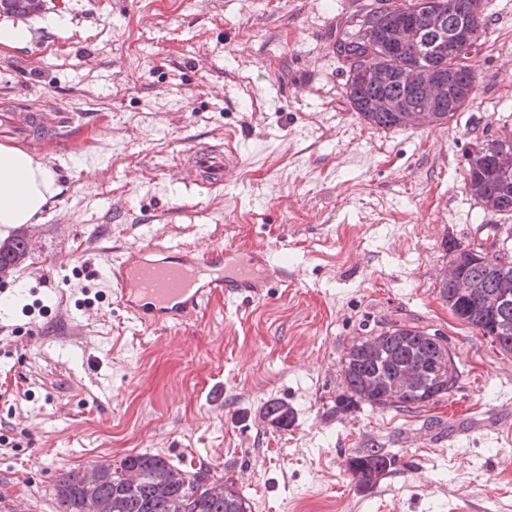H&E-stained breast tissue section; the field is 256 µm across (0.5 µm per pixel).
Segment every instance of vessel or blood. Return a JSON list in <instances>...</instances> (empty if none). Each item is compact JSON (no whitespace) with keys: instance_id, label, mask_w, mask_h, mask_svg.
<instances>
[{"instance_id":"vessel-or-blood-1","label":"vessel or blood","mask_w":512,"mask_h":512,"mask_svg":"<svg viewBox=\"0 0 512 512\" xmlns=\"http://www.w3.org/2000/svg\"><path fill=\"white\" fill-rule=\"evenodd\" d=\"M51 129L37 112L0 113V139L17 143L43 138ZM178 166L186 183L223 185L231 168L223 144L183 154ZM288 279L287 265L264 245L247 250L180 241L145 239L107 261L108 293L139 331L159 332L190 322L214 299L255 301Z\"/></svg>"}]
</instances>
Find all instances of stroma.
Wrapping results in <instances>:
<instances>
[{
	"instance_id": "1",
	"label": "stroma",
	"mask_w": 512,
	"mask_h": 512,
	"mask_svg": "<svg viewBox=\"0 0 512 512\" xmlns=\"http://www.w3.org/2000/svg\"><path fill=\"white\" fill-rule=\"evenodd\" d=\"M386 0H43L0 48V110L72 123L27 151L59 188L0 298V498L59 512L70 470L150 452L232 477L251 512H512V353L438 293L450 245L499 223L469 195L475 148L512 128V0L471 50L474 99L443 126L383 130L351 109L336 42ZM234 155L224 185H186V151ZM156 235L287 245L288 282L136 334L102 279L107 253ZM97 319L70 326L87 295ZM445 336L455 386L414 412L336 410L347 348L393 324ZM295 421L272 427L267 400ZM396 458L364 489L351 455Z\"/></svg>"
}]
</instances>
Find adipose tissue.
I'll return each instance as SVG.
<instances>
[{"label":"adipose tissue","instance_id":"1","mask_svg":"<svg viewBox=\"0 0 512 512\" xmlns=\"http://www.w3.org/2000/svg\"><path fill=\"white\" fill-rule=\"evenodd\" d=\"M54 175L34 157L0 145V226L36 223L56 194Z\"/></svg>","mask_w":512,"mask_h":512}]
</instances>
